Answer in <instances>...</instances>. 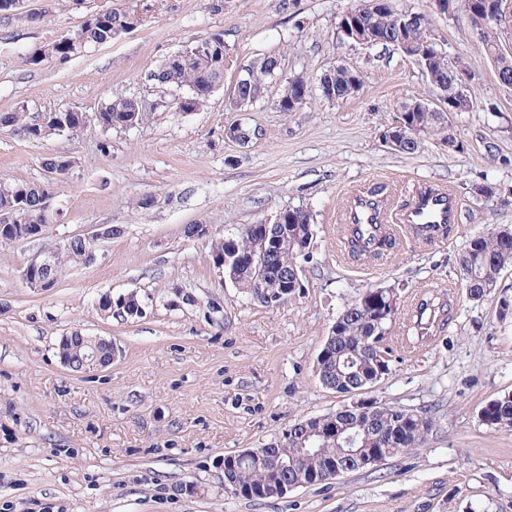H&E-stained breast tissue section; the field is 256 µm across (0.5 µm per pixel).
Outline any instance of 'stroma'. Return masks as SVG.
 <instances>
[{"mask_svg":"<svg viewBox=\"0 0 512 512\" xmlns=\"http://www.w3.org/2000/svg\"><path fill=\"white\" fill-rule=\"evenodd\" d=\"M130 31L85 52L33 63L36 49L124 0H25L21 16L0 14V113L27 106L49 114L97 112L111 98L143 105L142 120L75 138L31 141L0 129V179L53 184L64 210L40 238L0 245V512H512V430L484 424L489 401L512 394V267L494 295L469 300L456 258L473 237L512 226V89L499 85L464 12L434 0H394L426 15L449 61L478 74L473 112L455 113L462 151L435 140L412 154L388 148L383 131L400 106L430 96L425 74L395 48L351 45L341 14L359 0H149ZM220 33L239 63L273 55L281 78L345 65L362 79L353 97L314 95L297 112L272 102L241 111L216 89L200 110L170 108L176 96L150 73L190 41ZM260 127L242 148L226 127ZM73 165L50 174L47 159ZM496 188L491 198L472 188ZM419 186L452 189L456 220L445 239L397 235L375 261L342 251L340 217L351 190H378L405 210ZM149 199L138 207V199ZM313 216L304 286L268 306L225 281L208 239L289 207ZM109 224L94 260L68 267L54 288L36 292L29 261L78 232ZM398 295L396 324L383 344L390 371L371 391L378 402L431 417L415 447L329 484L261 501L224 489V457L266 448L296 422L353 403L324 387L316 358L343 306L367 290ZM136 293L135 318L107 317L97 303ZM442 305L432 331L410 320L423 300ZM79 329L111 339L112 366L75 373L57 345Z\"/></svg>","mask_w":512,"mask_h":512,"instance_id":"1","label":"stroma"}]
</instances>
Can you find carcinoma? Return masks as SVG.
Wrapping results in <instances>:
<instances>
[{"mask_svg": "<svg viewBox=\"0 0 512 512\" xmlns=\"http://www.w3.org/2000/svg\"><path fill=\"white\" fill-rule=\"evenodd\" d=\"M490 0H450V7L464 10L468 17L476 15L480 7H486ZM138 0L121 9H111L105 12L107 22L98 26L81 25L65 33L58 40L52 53L59 58H68L81 53L87 46L103 44L112 41V36L126 27L134 26L139 21ZM408 12L397 10L393 0H384V5L371 9L364 14L369 27L378 37V44L399 48L406 39L427 42L432 48V54L427 57L423 66L428 82L442 94L450 96L460 112H472L477 107V101L469 91V76L464 82L448 65L447 56L433 42L429 25L421 23L413 29L403 26ZM203 39L191 41L186 49L188 55L177 62H164L156 71L155 82L163 87L185 89L188 96L193 98V106L200 108L211 95L215 85L224 82V70L229 63L224 54H205L198 50ZM501 46L498 32L490 25H485L481 52L491 59L495 69L501 76L512 72V55L497 53ZM280 71V62L274 56L255 58L248 63V79L240 92V98L247 100L241 105L244 110L252 108L248 103L253 92L272 87ZM361 85L360 76L344 65H338L325 71L319 78L318 91L320 95L330 100L346 99L354 95ZM312 88L308 80L297 75L284 82H279L280 97L296 99L301 95H310ZM26 108L0 116V126L19 130L27 122ZM134 111V99H108L99 110L103 123L109 128L124 127V115ZM408 123L413 126L415 139L409 141L401 149L403 153L416 152L424 138L435 136L437 140L448 144V150L459 151L462 145L457 140L452 123L448 121V113L438 111L410 112L407 114ZM11 188L22 189L29 198V207L25 212L22 224H44L42 210L38 201L42 196V188L37 184L11 183ZM284 222L278 225L275 238L266 242V264L273 270L284 265L293 266L307 258L300 253L301 248H310L308 226L312 225V215L309 211L293 207L284 209ZM256 225H246L236 238H216L211 240V253L241 256L252 244ZM395 238L382 224H351L349 225L345 250L354 258H378L393 249ZM94 250V243L88 240L75 242L64 255L63 262L55 272L60 277L64 269L70 265L83 262V255ZM512 265V228L504 227L491 231L484 236L470 239L465 250L459 255L458 267L463 288L470 300H480L489 295L495 288L501 271ZM389 319L376 315V310L358 298L345 305L342 312L331 326L323 346L326 347L330 358L324 366L321 384L336 392L350 383L361 382L375 376L379 364L390 367V352L382 346L381 341L386 332ZM373 426H358L357 414L350 412L346 415L337 414L326 416L322 421L324 439V458L336 459L340 449L345 447L342 439L336 437L337 424H342L345 434L354 436L356 448H381L384 458L396 456L417 445L422 439V427L414 419L406 417L405 409L379 404L372 412ZM481 420L498 429H512V395L488 402L481 411ZM322 458V459H324ZM322 459L314 457L309 461V469H317ZM271 478L269 470L251 466L246 463L228 468L224 474L227 487L240 489L242 498L255 500L257 496L250 491L259 487L265 480Z\"/></svg>", "mask_w": 512, "mask_h": 512, "instance_id": "obj_1", "label": "carcinoma"}]
</instances>
